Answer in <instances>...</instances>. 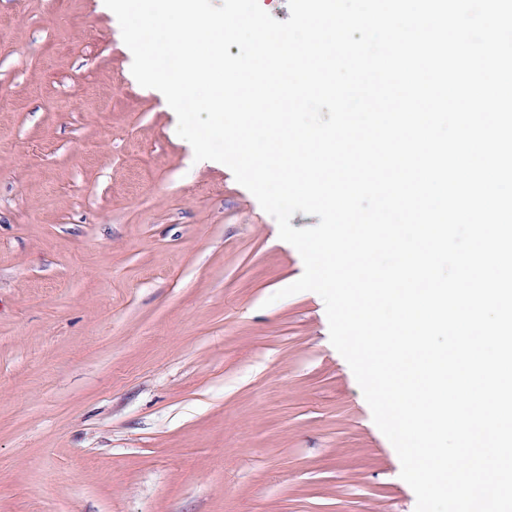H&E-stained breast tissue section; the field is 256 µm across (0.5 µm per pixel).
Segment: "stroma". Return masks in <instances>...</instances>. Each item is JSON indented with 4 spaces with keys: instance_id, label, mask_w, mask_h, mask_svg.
<instances>
[{
    "instance_id": "35a3bbf8",
    "label": "stroma",
    "mask_w": 512,
    "mask_h": 512,
    "mask_svg": "<svg viewBox=\"0 0 512 512\" xmlns=\"http://www.w3.org/2000/svg\"><path fill=\"white\" fill-rule=\"evenodd\" d=\"M132 61L104 0H0V512H415L299 252Z\"/></svg>"
}]
</instances>
